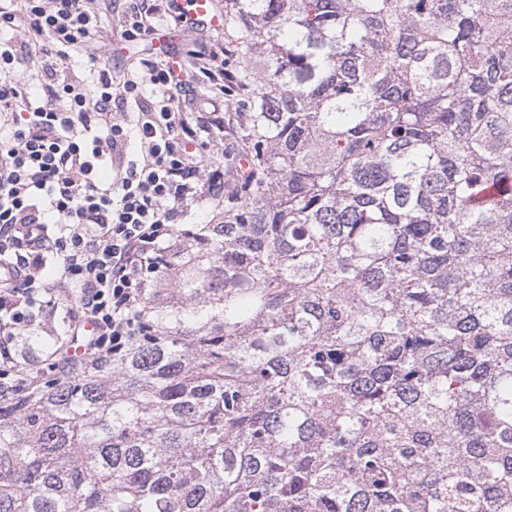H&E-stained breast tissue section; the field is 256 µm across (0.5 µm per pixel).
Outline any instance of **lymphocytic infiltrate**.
Segmentation results:
<instances>
[{"label":"lymphocytic infiltrate","mask_w":512,"mask_h":512,"mask_svg":"<svg viewBox=\"0 0 512 512\" xmlns=\"http://www.w3.org/2000/svg\"><path fill=\"white\" fill-rule=\"evenodd\" d=\"M121 37L157 29L158 0H127ZM98 0H0V343L45 328L60 289L96 326L88 353L108 359L140 328V301L156 279L191 203L220 200L224 145H201L217 112L175 111L183 59L141 57L117 78ZM81 55L91 82L62 63ZM46 76L32 105L19 70ZM138 112L128 122L122 103ZM141 157L127 159L129 139Z\"/></svg>","instance_id":"1"}]
</instances>
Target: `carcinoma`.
Returning a JSON list of instances; mask_svg holds the SVG:
<instances>
[{
  "mask_svg": "<svg viewBox=\"0 0 512 512\" xmlns=\"http://www.w3.org/2000/svg\"><path fill=\"white\" fill-rule=\"evenodd\" d=\"M224 31L249 173L112 361L0 401V512H512V0Z\"/></svg>",
  "mask_w": 512,
  "mask_h": 512,
  "instance_id": "carcinoma-1",
  "label": "carcinoma"
}]
</instances>
